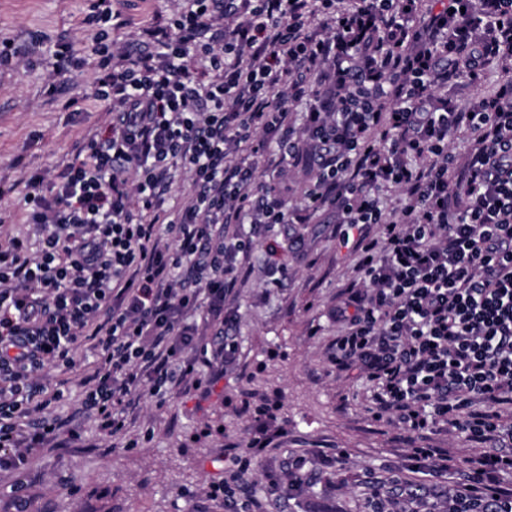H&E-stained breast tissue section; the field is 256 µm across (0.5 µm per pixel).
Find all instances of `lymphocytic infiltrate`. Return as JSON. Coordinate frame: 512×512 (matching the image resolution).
Wrapping results in <instances>:
<instances>
[{"mask_svg":"<svg viewBox=\"0 0 512 512\" xmlns=\"http://www.w3.org/2000/svg\"><path fill=\"white\" fill-rule=\"evenodd\" d=\"M340 2L185 0L130 49L107 30L115 0H89L91 97L110 121L58 173L24 177L33 233H0V473L80 441L46 382L80 343L97 355L81 409L103 434L143 394L209 388V367L236 353L224 303L256 229L332 211L357 254L334 361L364 373L420 467L439 423L478 443L448 512H512V421L498 411L512 406V0ZM493 69L470 107L442 96ZM461 135L459 169L448 144ZM297 166L311 189L292 209L281 175ZM181 178L188 199L168 207ZM387 187L407 198L389 216ZM257 455L234 449L210 487L230 512H251L236 490Z\"/></svg>","mask_w":512,"mask_h":512,"instance_id":"1","label":"lymphocytic infiltrate"}]
</instances>
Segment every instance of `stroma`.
Returning <instances> with one entry per match:
<instances>
[{
    "label": "stroma",
    "mask_w": 512,
    "mask_h": 512,
    "mask_svg": "<svg viewBox=\"0 0 512 512\" xmlns=\"http://www.w3.org/2000/svg\"><path fill=\"white\" fill-rule=\"evenodd\" d=\"M181 0H137L125 8V27L112 37L132 43L155 14L165 17ZM84 0H0V40L32 48L30 62L0 67V180L13 183L28 169L52 171L72 159L75 141L103 127L102 108L72 112L64 104L89 90V67L60 78L56 102L43 89L52 73L55 44L72 43L88 56ZM288 267L279 286L266 283L271 259ZM350 247L337 234L335 216L310 224H280L255 236L239 274L232 339L235 359L205 391L167 395L165 404L143 396L130 412L126 435L101 434L92 416L83 438L48 449L19 474H0V512H225L210 486L224 477L229 448L259 443L257 466L238 490L242 501H261L265 512H367L373 485L411 483L416 502L390 499L388 512H446L449 473L417 471L409 441L395 425L375 419L355 373L336 368L332 345L336 307L348 295ZM75 370H50L63 383L60 417L81 403V374L95 354L80 347ZM272 410L274 419L263 418ZM136 447H127V440ZM299 465L304 487L295 498L270 492L271 478Z\"/></svg>",
    "instance_id": "35a3bbf8"
}]
</instances>
